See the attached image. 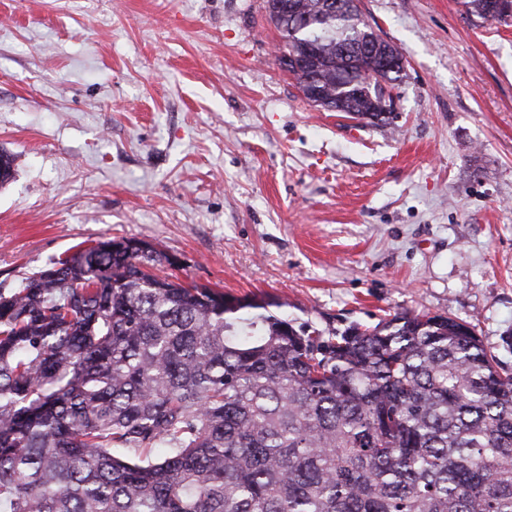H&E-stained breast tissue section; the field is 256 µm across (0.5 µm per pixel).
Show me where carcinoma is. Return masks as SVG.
Instances as JSON below:
<instances>
[{"instance_id":"obj_1","label":"carcinoma","mask_w":512,"mask_h":512,"mask_svg":"<svg viewBox=\"0 0 512 512\" xmlns=\"http://www.w3.org/2000/svg\"><path fill=\"white\" fill-rule=\"evenodd\" d=\"M289 2L303 97L385 122L351 84L398 48L352 0ZM167 265L107 239L0 289V512H512V371L470 324L325 337Z\"/></svg>"}]
</instances>
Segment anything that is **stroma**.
<instances>
[{
	"instance_id": "35a3bbf8",
	"label": "stroma",
	"mask_w": 512,
	"mask_h": 512,
	"mask_svg": "<svg viewBox=\"0 0 512 512\" xmlns=\"http://www.w3.org/2000/svg\"><path fill=\"white\" fill-rule=\"evenodd\" d=\"M361 9L406 61L378 126L304 100L263 0H0V288L136 238L298 327L469 322L512 370V23Z\"/></svg>"
}]
</instances>
